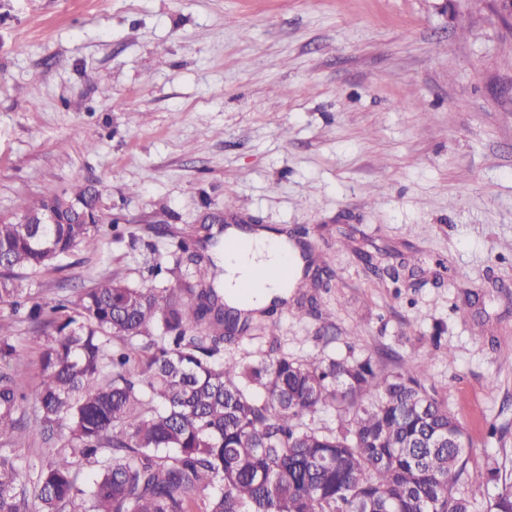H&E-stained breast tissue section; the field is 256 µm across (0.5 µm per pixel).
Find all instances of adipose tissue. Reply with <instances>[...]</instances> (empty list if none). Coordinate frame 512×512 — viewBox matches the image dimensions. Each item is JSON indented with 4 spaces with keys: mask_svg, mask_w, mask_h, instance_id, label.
Masks as SVG:
<instances>
[{
    "mask_svg": "<svg viewBox=\"0 0 512 512\" xmlns=\"http://www.w3.org/2000/svg\"><path fill=\"white\" fill-rule=\"evenodd\" d=\"M224 236L228 239L243 236L250 244L245 253L237 256L221 247L216 250V265L220 269L217 285L223 288L226 303L241 310H259L270 305L273 299H287L290 288L297 286L305 265L298 247L284 236L279 237L278 241H270L263 230L243 234L236 227L230 226L225 228ZM283 261L291 267L288 282H271L257 292L255 299L246 302L241 300L238 285L242 280L252 272Z\"/></svg>",
    "mask_w": 512,
    "mask_h": 512,
    "instance_id": "adipose-tissue-1",
    "label": "adipose tissue"
}]
</instances>
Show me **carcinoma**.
I'll return each instance as SVG.
<instances>
[{"label": "carcinoma", "mask_w": 512, "mask_h": 512, "mask_svg": "<svg viewBox=\"0 0 512 512\" xmlns=\"http://www.w3.org/2000/svg\"><path fill=\"white\" fill-rule=\"evenodd\" d=\"M68 198L92 223H16L57 195L0 219V302L20 305L26 278L107 232L97 191L77 185ZM192 262L193 285L115 275L29 308L46 344L36 385L0 370V512H29L30 494L37 512H512V476L488 455L481 476L494 492L471 494L474 446L425 363L226 359L248 322L224 319L213 263ZM15 351L0 323V359ZM326 407L335 426L308 424ZM57 432L67 447L20 461L24 435Z\"/></svg>", "instance_id": "carcinoma-1"}]
</instances>
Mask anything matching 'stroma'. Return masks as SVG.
Returning a JSON list of instances; mask_svg holds the SVG:
<instances>
[{
  "instance_id": "obj_1",
  "label": "stroma",
  "mask_w": 512,
  "mask_h": 512,
  "mask_svg": "<svg viewBox=\"0 0 512 512\" xmlns=\"http://www.w3.org/2000/svg\"><path fill=\"white\" fill-rule=\"evenodd\" d=\"M81 183L110 229L25 307L112 274L193 284L178 243L207 214L304 232L328 287L301 280L225 357L427 361L474 492L484 455L512 475V28L485 0H0V217ZM0 322V368L38 382L43 335L8 300Z\"/></svg>"
}]
</instances>
